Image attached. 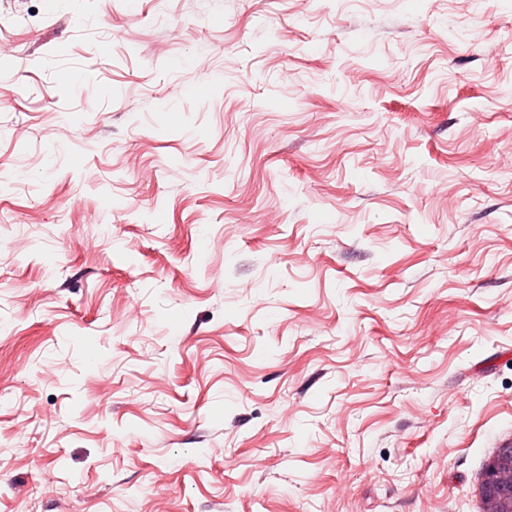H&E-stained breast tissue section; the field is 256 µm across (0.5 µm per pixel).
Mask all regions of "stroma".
Here are the masks:
<instances>
[{"instance_id":"35a3bbf8","label":"stroma","mask_w":512,"mask_h":512,"mask_svg":"<svg viewBox=\"0 0 512 512\" xmlns=\"http://www.w3.org/2000/svg\"><path fill=\"white\" fill-rule=\"evenodd\" d=\"M0 98V512H484L512 0H0Z\"/></svg>"}]
</instances>
